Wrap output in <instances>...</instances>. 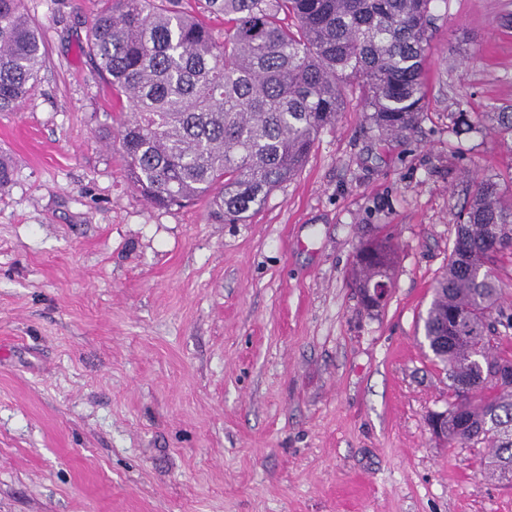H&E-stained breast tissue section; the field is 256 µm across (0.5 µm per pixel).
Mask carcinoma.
I'll list each match as a JSON object with an SVG mask.
<instances>
[{"label":"carcinoma","mask_w":512,"mask_h":512,"mask_svg":"<svg viewBox=\"0 0 512 512\" xmlns=\"http://www.w3.org/2000/svg\"><path fill=\"white\" fill-rule=\"evenodd\" d=\"M435 0H208L224 14V46L205 17L178 0H102L88 53L112 97L134 188L153 206L209 198L236 222L259 209L306 163L348 93L387 136L410 130L425 109L424 50ZM46 62L24 0H0V112L34 92ZM458 125L512 143V105ZM396 249L387 236L359 242L350 270L366 311L391 287ZM512 257V176L475 184L455 224L448 267L423 318L424 336L448 374V443L492 449L489 467L512 472V389L492 353L512 329L499 305L497 261ZM504 331H499V328Z\"/></svg>","instance_id":"1"}]
</instances>
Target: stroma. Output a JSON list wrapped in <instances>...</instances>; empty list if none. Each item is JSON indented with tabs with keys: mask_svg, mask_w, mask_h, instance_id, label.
<instances>
[{
	"mask_svg": "<svg viewBox=\"0 0 512 512\" xmlns=\"http://www.w3.org/2000/svg\"><path fill=\"white\" fill-rule=\"evenodd\" d=\"M47 63L0 112V512H512L484 445L432 435L423 337L472 181L512 172L460 111L512 103V0H436L428 108L381 139L356 101L231 224L150 205L86 44L95 0H25ZM398 246L386 304L347 274Z\"/></svg>",
	"mask_w": 512,
	"mask_h": 512,
	"instance_id": "1",
	"label": "stroma"
}]
</instances>
